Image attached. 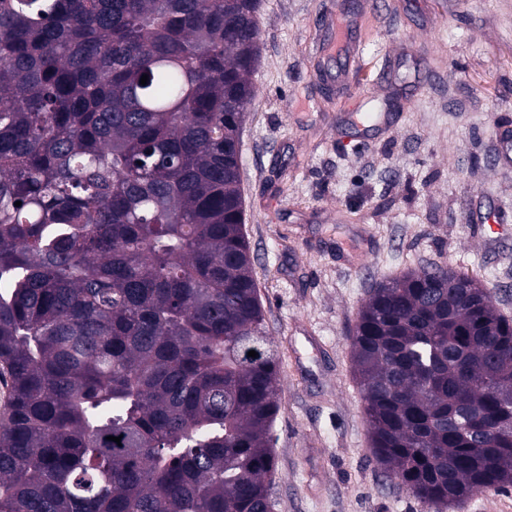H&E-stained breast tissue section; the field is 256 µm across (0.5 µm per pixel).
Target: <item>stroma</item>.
<instances>
[{"mask_svg":"<svg viewBox=\"0 0 512 512\" xmlns=\"http://www.w3.org/2000/svg\"><path fill=\"white\" fill-rule=\"evenodd\" d=\"M356 17L362 66L336 88L330 20ZM242 125L244 232L280 358L273 512H427L377 465L349 337L372 286L430 264L466 273L512 316V0H262ZM384 106L357 139L348 116Z\"/></svg>","mask_w":512,"mask_h":512,"instance_id":"35a3bbf8","label":"stroma"}]
</instances>
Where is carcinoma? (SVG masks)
Segmentation results:
<instances>
[{
	"label": "carcinoma",
	"mask_w": 512,
	"mask_h": 512,
	"mask_svg": "<svg viewBox=\"0 0 512 512\" xmlns=\"http://www.w3.org/2000/svg\"><path fill=\"white\" fill-rule=\"evenodd\" d=\"M260 8L0 0V512H272L239 164ZM351 348L399 487H512V319L479 281L375 284Z\"/></svg>",
	"instance_id": "carcinoma-1"
}]
</instances>
